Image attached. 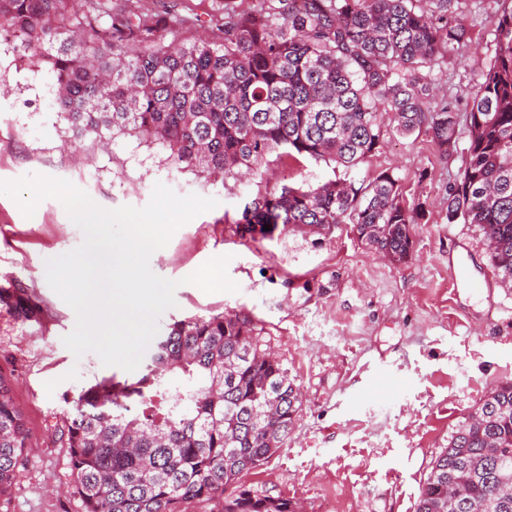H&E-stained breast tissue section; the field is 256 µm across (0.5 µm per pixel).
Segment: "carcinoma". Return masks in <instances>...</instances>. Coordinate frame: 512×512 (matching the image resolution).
Masks as SVG:
<instances>
[{"mask_svg": "<svg viewBox=\"0 0 512 512\" xmlns=\"http://www.w3.org/2000/svg\"><path fill=\"white\" fill-rule=\"evenodd\" d=\"M462 0H234L211 15L218 40L183 37L199 18L149 13L139 0H0V35L20 39L34 70L56 77L73 132L136 134L176 169L205 177L257 171L272 152L334 163L316 186L247 203L242 237L328 232L338 224L396 262L413 248L425 204L381 172L349 178L380 147L384 122L425 134L443 153L469 127L464 168L448 187V223L477 225L512 287V0H498L494 61L456 112L433 71L471 43ZM269 230H264V226ZM0 303L23 321L37 310L9 288ZM178 374L171 383L167 374ZM0 374V494L27 454L22 412ZM301 408L288 370L260 350L238 315L168 325L135 379H104L78 396L63 435L85 512H298L243 478L287 442ZM416 512H512V382L489 392L432 462Z\"/></svg>", "mask_w": 512, "mask_h": 512, "instance_id": "cac0c4a2", "label": "carcinoma"}]
</instances>
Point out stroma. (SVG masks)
I'll list each match as a JSON object with an SVG mask.
<instances>
[{"instance_id": "obj_1", "label": "stroma", "mask_w": 512, "mask_h": 512, "mask_svg": "<svg viewBox=\"0 0 512 512\" xmlns=\"http://www.w3.org/2000/svg\"><path fill=\"white\" fill-rule=\"evenodd\" d=\"M474 47L452 56L443 89L458 110L493 61L497 0H463ZM0 182L29 175L64 179L100 207L145 206L156 183L177 194L216 199L178 227L151 257L152 271L177 281L175 307L159 329L188 317L248 318L261 349L274 353L299 385L301 411L288 442L244 483L301 503L304 512H416L432 459L464 415L496 385L512 381V288L501 284L486 239L473 224L449 223L444 197L466 159L469 132L442 156L426 136L387 132L353 176L388 170L406 199L425 204L403 263L382 258L350 225L329 233L286 232L254 241L235 232L245 202L283 184L318 185L331 165L270 160L253 178L206 180L177 170L165 152L132 135L103 144L75 138L55 101L53 76L33 72L20 41H0ZM59 199L32 216L0 194V287L21 288L40 306L33 321L0 305V373L23 413L30 454L0 512H84L62 434L81 389L112 376L92 352L64 345L75 311L49 286L48 259L83 242ZM227 258L237 292H204L187 278ZM389 365L404 383L393 393L372 377Z\"/></svg>"}]
</instances>
